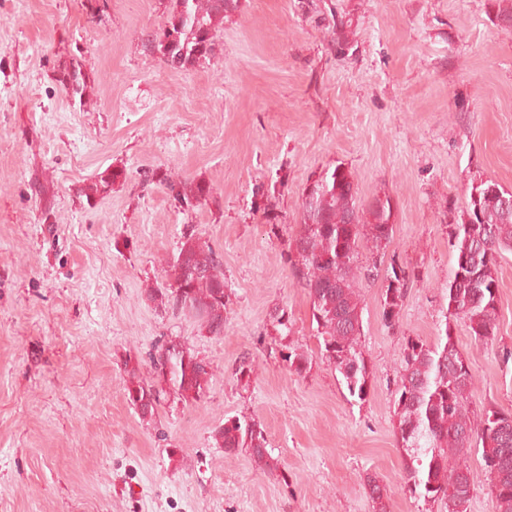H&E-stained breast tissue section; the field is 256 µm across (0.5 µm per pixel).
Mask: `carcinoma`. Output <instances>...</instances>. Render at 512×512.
<instances>
[{"label": "carcinoma", "mask_w": 512, "mask_h": 512, "mask_svg": "<svg viewBox=\"0 0 512 512\" xmlns=\"http://www.w3.org/2000/svg\"><path fill=\"white\" fill-rule=\"evenodd\" d=\"M492 21L512 27V0H489ZM166 21L147 35L145 48L174 69L205 64L214 54L216 33L224 17L237 9V0H162ZM58 82L71 98L84 96L88 83L78 63L59 70ZM115 174H97L83 190L87 205L112 190ZM173 199L186 207L206 200L210 188L190 181L167 184ZM512 192L493 180L472 184L467 207L448 224V246L455 263L448 280L445 334L437 343L407 338L400 358V376L394 391L396 437L403 449V477L419 496L438 502L443 512L449 502L471 500L472 484L465 455L481 454L488 494L497 512H512V414L488 409L472 422L468 399L474 376L450 332V322L461 321L474 338L489 343L497 333L498 258L512 251V206L504 199ZM391 197L365 202L355 188L350 170L341 165L326 171L303 190L298 230L286 241V261L308 289L312 321L316 324L322 357L342 376L352 397L364 400L369 372L362 350L363 321L358 280L360 248H386L393 232ZM221 255L201 244L194 230L182 233L177 254L168 262V284L147 292L160 306L193 315L213 336L224 335V310L230 295L224 288ZM407 274L390 263L384 276L383 320L398 326ZM297 374L308 368V357L295 349L284 355ZM152 370L164 389L141 380L130 371L127 399L142 418H151L168 396L198 401L206 393L207 364L188 349L172 344L152 358ZM226 452L246 448L255 462L273 473L278 462L267 450L260 424L230 417L215 434ZM364 488L372 512H390L385 485L366 475Z\"/></svg>", "instance_id": "carcinoma-1"}]
</instances>
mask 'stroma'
I'll return each mask as SVG.
<instances>
[{"instance_id":"obj_1","label":"stroma","mask_w":512,"mask_h":512,"mask_svg":"<svg viewBox=\"0 0 512 512\" xmlns=\"http://www.w3.org/2000/svg\"><path fill=\"white\" fill-rule=\"evenodd\" d=\"M488 0H239L206 65L145 51L159 0H0V512H440L403 478L391 393L406 337L445 330L449 208L473 182L512 191V28ZM344 27L349 48L337 52ZM78 62L82 100L59 87ZM344 166L362 200L390 195L387 258L410 271L398 327L382 276L363 279L365 400L325 361L310 298L284 260L302 192ZM111 192L82 189L104 170ZM206 183L181 207L161 185ZM223 258L224 333L156 307L185 225ZM497 336L453 334L473 418L512 414V253L498 264ZM286 315L288 325L276 327ZM211 374L199 402L142 418L127 372L170 342ZM303 352L290 371L284 347ZM248 376H239L241 363ZM261 424L279 475L224 452L225 418ZM364 488L371 502L372 512H390L387 489L377 476L367 474L364 478Z\"/></svg>"}]
</instances>
